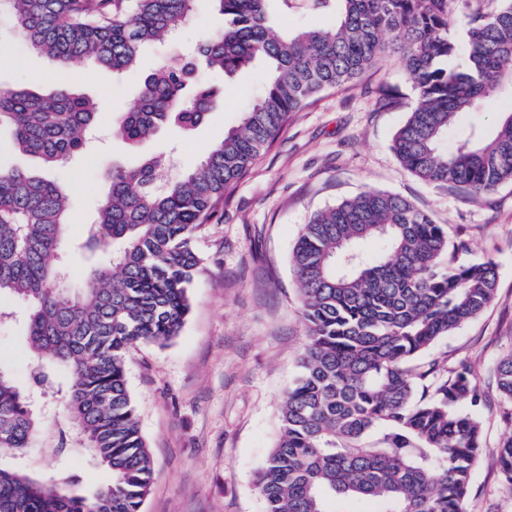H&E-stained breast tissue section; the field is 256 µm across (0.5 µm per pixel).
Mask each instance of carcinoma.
I'll use <instances>...</instances> for the list:
<instances>
[{"label": "carcinoma", "instance_id": "cac0c4a2", "mask_svg": "<svg viewBox=\"0 0 512 512\" xmlns=\"http://www.w3.org/2000/svg\"><path fill=\"white\" fill-rule=\"evenodd\" d=\"M196 0H0L26 45L56 70L92 58L120 75L140 48L181 30ZM224 26L197 46L208 68L228 77L260 65V94L235 126L181 178L162 157L106 173L109 192L86 227L91 253L120 242L108 264H91L74 292L64 285L67 192L20 168H0V320L23 305L37 363L34 387L62 395L68 418L52 427L0 364V448L16 459L40 440L54 454L86 449L109 480L86 495L26 467L0 465V512H142L153 458L126 378L138 343L166 344L189 313L188 290L201 258L196 232L228 191L317 94L345 86L395 56L416 99L391 149L418 179L463 187L474 196L512 181V106L491 133L456 117L512 101V0H278L283 11L332 13L323 27L294 32L271 24V0H210ZM467 17L460 61L453 35ZM172 53L146 74L135 104L116 119L131 146L168 125L200 126L223 97ZM99 112L62 84L43 95L0 91V123L12 145L48 168L84 147ZM377 238L369 257L364 242ZM407 199L369 189L313 215L291 253L306 325L301 372L284 396L281 437L264 460L258 487L266 512H464L473 471L487 445L466 411L480 400L469 363L444 370L419 359L441 338L477 318L495 299L497 266L468 258ZM70 373L56 387L54 370ZM495 391L512 425V350L493 368ZM495 464L512 487V432Z\"/></svg>", "mask_w": 512, "mask_h": 512}]
</instances>
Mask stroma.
Listing matches in <instances>:
<instances>
[{
    "instance_id": "stroma-1",
    "label": "stroma",
    "mask_w": 512,
    "mask_h": 512,
    "mask_svg": "<svg viewBox=\"0 0 512 512\" xmlns=\"http://www.w3.org/2000/svg\"><path fill=\"white\" fill-rule=\"evenodd\" d=\"M223 24L208 0H198L175 39L144 46L138 68L116 78L91 59L65 74L49 70L40 54L26 49L10 21L0 22V55L11 58L0 64V90L23 85L48 92L67 81L103 103L83 151L49 172L37 159L12 151L9 128H0V165L47 174L67 190L71 286H78L85 265L109 262L119 250L114 244L92 254L80 247L107 189L105 172L137 160L114 132L116 111L132 106L144 73L173 50L191 51ZM198 76L223 85V102L194 130L170 129L142 147L169 157L175 175L200 166L261 83L254 67L230 80L205 69ZM387 91L397 99L383 108L378 99ZM414 99L412 82L394 58L352 86L324 92L293 114L198 232L202 263L179 336L164 346L138 344L127 360L128 386L154 461L142 512H264L256 475L279 438L282 399L299 374L305 339L291 251L316 212L367 188L407 198L466 240L470 258L489 257L497 265L494 302L441 339L429 357L446 365L470 363L482 393L474 412L484 423L487 448L474 470L465 512H512V489L493 462L506 423L490 379L494 362L512 349V182L474 197L424 183L404 169L390 145ZM0 364L21 389L31 390L35 366L24 319L0 321ZM24 462L61 480L79 477L88 488L108 479L79 447L58 457L36 444Z\"/></svg>"
}]
</instances>
